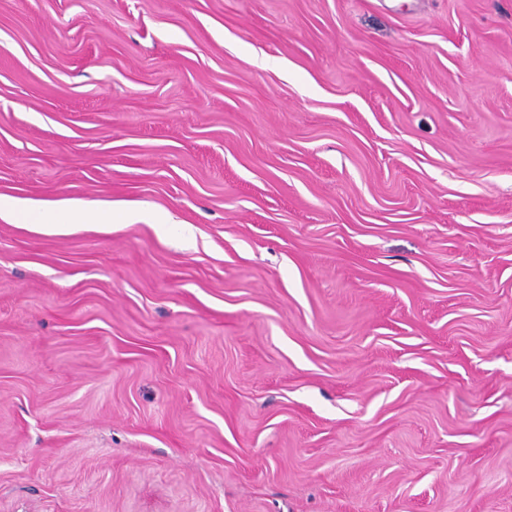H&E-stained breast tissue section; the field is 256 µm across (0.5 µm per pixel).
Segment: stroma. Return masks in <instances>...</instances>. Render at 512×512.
Segmentation results:
<instances>
[{
	"label": "stroma",
	"mask_w": 512,
	"mask_h": 512,
	"mask_svg": "<svg viewBox=\"0 0 512 512\" xmlns=\"http://www.w3.org/2000/svg\"><path fill=\"white\" fill-rule=\"evenodd\" d=\"M0 512H512V0H0ZM24 214L30 219V226L45 234H69L75 227L93 220V223L109 221V215H119L122 223L173 224L169 215L153 213L134 203L124 200L98 203L73 202L69 200L43 201L0 195V217L13 218Z\"/></svg>",
	"instance_id": "stroma-1"
}]
</instances>
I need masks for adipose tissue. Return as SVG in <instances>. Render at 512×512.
Listing matches in <instances>:
<instances>
[{
  "label": "adipose tissue",
  "instance_id": "adipose-tissue-1",
  "mask_svg": "<svg viewBox=\"0 0 512 512\" xmlns=\"http://www.w3.org/2000/svg\"><path fill=\"white\" fill-rule=\"evenodd\" d=\"M26 215L35 231L45 234H68L88 221H105L109 216H120L123 223L168 224L172 218L157 214L124 200L98 203L69 200L43 201L0 195V217L5 219Z\"/></svg>",
  "mask_w": 512,
  "mask_h": 512
}]
</instances>
